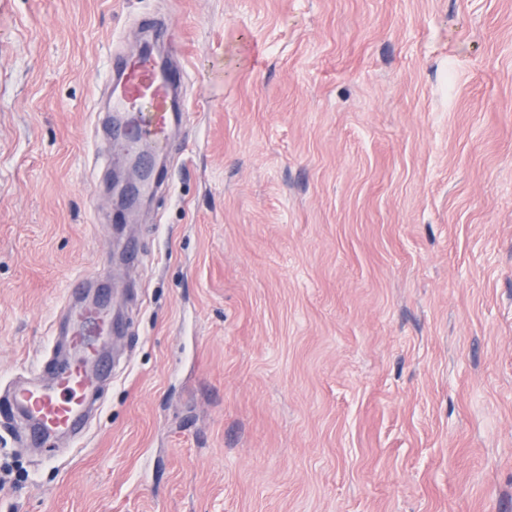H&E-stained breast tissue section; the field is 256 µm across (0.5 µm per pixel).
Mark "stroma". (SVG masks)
<instances>
[{
	"label": "stroma",
	"instance_id": "35a3bbf8",
	"mask_svg": "<svg viewBox=\"0 0 512 512\" xmlns=\"http://www.w3.org/2000/svg\"><path fill=\"white\" fill-rule=\"evenodd\" d=\"M192 118L82 448L0 512H512V0H0V392L113 237L108 56Z\"/></svg>",
	"mask_w": 512,
	"mask_h": 512
}]
</instances>
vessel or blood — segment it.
I'll list each match as a JSON object with an SVG mask.
<instances>
[{
    "instance_id": "b4317fda",
    "label": "vessel or blood",
    "mask_w": 512,
    "mask_h": 512,
    "mask_svg": "<svg viewBox=\"0 0 512 512\" xmlns=\"http://www.w3.org/2000/svg\"><path fill=\"white\" fill-rule=\"evenodd\" d=\"M114 110L140 113L136 124L114 123L111 112L97 115V125L114 142L127 149L148 146L143 156L147 169L141 191L155 192L168 180L166 169L154 168V156L166 152L171 126L186 116L187 102L176 90L183 83L182 69L159 67L146 51L109 59ZM111 262L72 281L63 303L64 325L55 327L53 338L63 339L72 353L67 362L45 355L30 377L11 386L0 405L14 418L35 448L55 447L59 438L79 439L88 429L91 400L100 383L112 375L104 354L111 336Z\"/></svg>"
}]
</instances>
